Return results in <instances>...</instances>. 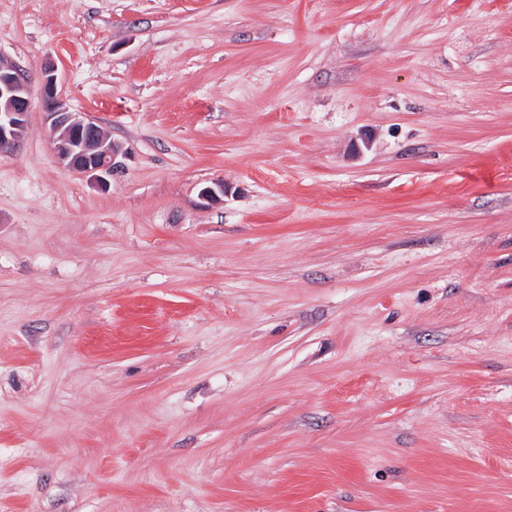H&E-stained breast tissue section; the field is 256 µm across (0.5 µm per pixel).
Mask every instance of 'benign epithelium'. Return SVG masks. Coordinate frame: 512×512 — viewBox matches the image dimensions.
Segmentation results:
<instances>
[{"mask_svg":"<svg viewBox=\"0 0 512 512\" xmlns=\"http://www.w3.org/2000/svg\"><path fill=\"white\" fill-rule=\"evenodd\" d=\"M41 99L55 134L53 150L62 170L112 176L123 168L122 146L57 96L54 67H44ZM30 112L29 80L14 65L0 60V152L14 148L26 135Z\"/></svg>","mask_w":512,"mask_h":512,"instance_id":"7a95c632","label":"benign epithelium"}]
</instances>
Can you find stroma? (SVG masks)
I'll use <instances>...</instances> for the list:
<instances>
[{"label":"stroma","instance_id":"35a3bbf8","mask_svg":"<svg viewBox=\"0 0 512 512\" xmlns=\"http://www.w3.org/2000/svg\"><path fill=\"white\" fill-rule=\"evenodd\" d=\"M0 59L126 152L0 153V512H512V0H0Z\"/></svg>","mask_w":512,"mask_h":512}]
</instances>
